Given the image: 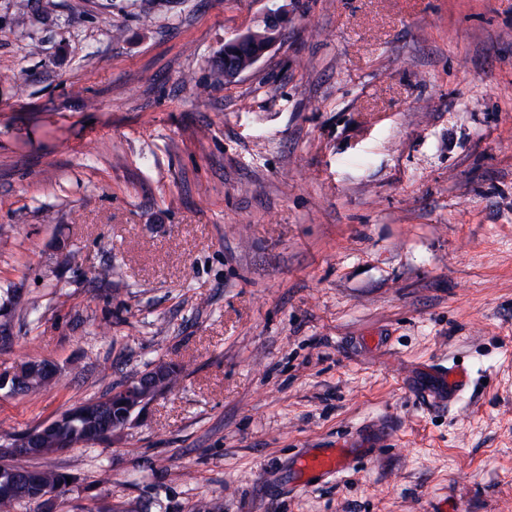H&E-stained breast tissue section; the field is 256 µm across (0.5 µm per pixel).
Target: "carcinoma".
<instances>
[{"label":"carcinoma","instance_id":"obj_1","mask_svg":"<svg viewBox=\"0 0 512 512\" xmlns=\"http://www.w3.org/2000/svg\"><path fill=\"white\" fill-rule=\"evenodd\" d=\"M252 48L242 45L227 53L219 52L211 65L213 82L230 83L238 68L245 64ZM56 383V373L46 361L29 362L24 375L25 391L47 388ZM145 392L135 387L122 393H109L89 399L60 415L43 429L36 428L35 454L46 457L74 444L95 445L112 436L120 418L141 403ZM69 474L49 467L25 468L0 456V512H15L23 504L38 501L43 495L69 490Z\"/></svg>","mask_w":512,"mask_h":512}]
</instances>
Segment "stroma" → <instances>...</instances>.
<instances>
[{
    "label": "stroma",
    "instance_id": "obj_1",
    "mask_svg": "<svg viewBox=\"0 0 512 512\" xmlns=\"http://www.w3.org/2000/svg\"><path fill=\"white\" fill-rule=\"evenodd\" d=\"M0 0V446L156 364L45 457L54 512H512V0ZM270 51L210 64L271 7ZM471 373L423 400L437 363ZM370 448L297 486L301 449ZM269 17L275 18L277 20L276 27H264L265 21ZM264 24L262 29L260 30L254 31L255 29H252L247 31L246 33L238 35L233 39L225 41L224 48L218 53V56L211 65L214 83L226 84L232 82V79L237 73L238 68L246 63L247 58L252 52V48L248 47L247 45H242L239 47H232L231 50L225 53L224 56L225 47L230 46L232 44H237L245 40L249 36L255 39H260L264 43V49L255 55L251 67L244 71H241L238 74V76L243 72H246L247 70L253 68V66L260 59H262L265 56V54L273 47V45L276 43L280 35L281 23L278 11H269L264 20ZM237 51H240V54H237ZM24 375L25 390H14L13 379L10 380L11 392H28L35 389L47 388L56 383V373L51 364L46 361L29 362ZM161 365L158 364L140 373L122 387V389H126L132 387L133 384H142L144 387L152 388L154 393L150 400L142 402L146 394L139 387L129 390L125 393L126 395L122 392H112L89 399L62 413L52 424L44 425L47 427L51 424L48 428L38 427L26 432L25 434L37 432L34 436V447L36 448L34 453L37 456H42L39 458H44L68 449L65 447H71L74 444L95 445L112 436V432L118 430L116 426L120 422V418L127 414L133 406L130 412L136 408L146 407L151 401L174 386L178 376L177 366L173 363H164L166 372L163 375V381L167 385L166 388L157 374ZM32 434H27L18 442V447L15 448L18 456L25 457L33 454L32 443H30Z\"/></svg>",
    "mask_w": 512,
    "mask_h": 512
}]
</instances>
